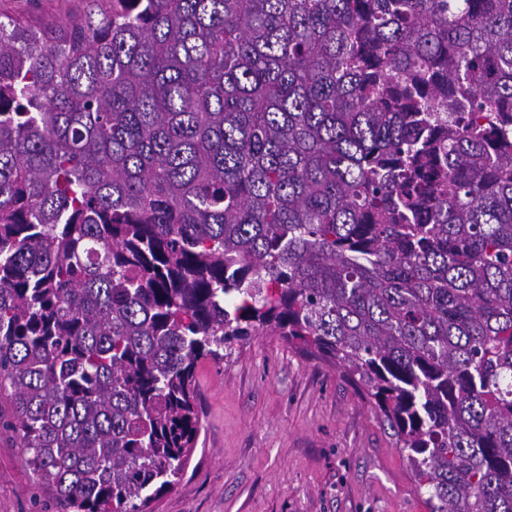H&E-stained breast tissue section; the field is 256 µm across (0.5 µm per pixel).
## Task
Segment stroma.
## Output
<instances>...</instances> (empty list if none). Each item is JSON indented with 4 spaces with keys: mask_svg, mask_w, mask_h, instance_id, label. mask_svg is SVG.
Here are the masks:
<instances>
[{
    "mask_svg": "<svg viewBox=\"0 0 512 512\" xmlns=\"http://www.w3.org/2000/svg\"><path fill=\"white\" fill-rule=\"evenodd\" d=\"M88 0H0V15L63 22ZM201 427L179 482L149 512H427L389 426L336 367L263 332L197 369ZM0 512H58L6 426Z\"/></svg>",
    "mask_w": 512,
    "mask_h": 512,
    "instance_id": "35a3bbf8",
    "label": "stroma"
}]
</instances>
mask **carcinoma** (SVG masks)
I'll list each match as a JSON object with an SVG mask.
<instances>
[{
	"instance_id": "cac0c4a2",
	"label": "carcinoma",
	"mask_w": 512,
	"mask_h": 512,
	"mask_svg": "<svg viewBox=\"0 0 512 512\" xmlns=\"http://www.w3.org/2000/svg\"><path fill=\"white\" fill-rule=\"evenodd\" d=\"M266 330L427 512H512V0L0 19V389L59 512H146L198 364Z\"/></svg>"
}]
</instances>
